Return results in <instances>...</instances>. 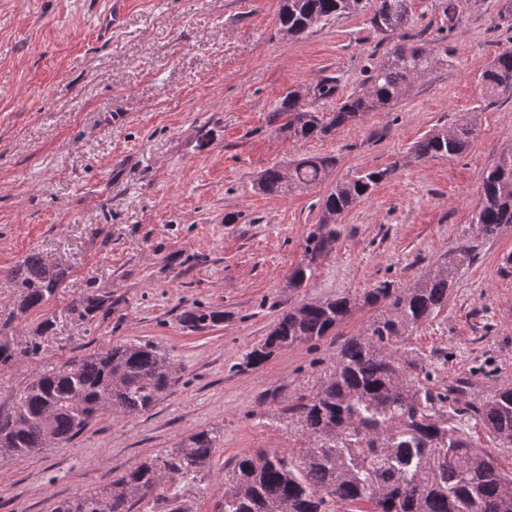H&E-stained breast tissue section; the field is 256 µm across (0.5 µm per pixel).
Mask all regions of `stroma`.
<instances>
[{
    "label": "stroma",
    "mask_w": 512,
    "mask_h": 512,
    "mask_svg": "<svg viewBox=\"0 0 512 512\" xmlns=\"http://www.w3.org/2000/svg\"><path fill=\"white\" fill-rule=\"evenodd\" d=\"M447 4L412 0L407 26L414 43L447 47V66L393 108L293 142L271 121L288 91L333 75L346 97L393 46L370 11L288 40L280 0H124L104 38L110 0H0V321L20 344L40 346L0 373V411L50 367L116 343L152 342L176 365L174 386L148 413L106 412L59 446L0 455V512H51L212 427L223 441L210 461L166 477L162 494L133 512H219L241 454L329 447L309 438L294 408L384 307H358L331 336L247 365L278 316L383 283L409 287L464 244L472 258L452 271L447 310L391 349L435 391L460 386L464 402L512 385V272L502 264L512 226L493 237L469 226L484 173L512 144V99L489 102L480 86L495 52L512 48V17H501L502 0H466L453 15ZM466 117L478 131L464 155L413 159L415 142ZM310 155L336 157V180L401 166L342 217L312 278L292 288L326 189L275 197L254 182ZM31 253L66 278L48 304L15 318L10 273ZM89 296L105 305L80 316ZM195 306L223 318L192 328L181 314Z\"/></svg>",
    "instance_id": "stroma-1"
}]
</instances>
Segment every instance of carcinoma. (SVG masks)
I'll return each instance as SVG.
<instances>
[{"label":"carcinoma","instance_id":"1","mask_svg":"<svg viewBox=\"0 0 512 512\" xmlns=\"http://www.w3.org/2000/svg\"><path fill=\"white\" fill-rule=\"evenodd\" d=\"M372 5L370 24L380 34L403 33L410 19L411 0H281L279 25L293 38ZM433 47L402 43L369 70L362 88L346 96L333 112H322L301 102L297 92L285 95L273 120L286 118L277 131L288 138H325L370 112L400 103L417 81L444 65ZM489 99L512 98V48L498 52L482 74ZM338 81L327 76L314 85L313 99L336 97ZM476 124L464 118L448 129L417 141L414 158L452 159L471 147ZM336 157L311 155L288 168H267L257 189L272 196L305 191L327 183ZM398 162L384 168L359 171L331 186L321 203L317 230L307 238L309 260L296 266L288 286L302 287L313 274V261L331 249L336 228L327 217H341L381 182L392 178ZM470 224L479 234L493 236L512 225V148L504 150L482 179L480 202ZM20 288L15 315L46 305L65 279L61 267L30 254L11 272ZM452 277L440 269L426 273L404 289L374 288L363 303L385 301L386 314L373 320L363 333L341 345L336 373L324 388L303 399L296 411L312 438H340L331 448H301L292 456L246 453L236 459L235 482L242 492L224 498L221 512H273L288 505V512H512V471L475 448L451 427L437 425L428 413L432 395L408 372L387 345L402 332L441 315L448 307ZM357 299L339 295L310 301L284 311L263 345L284 350L296 343L320 340L343 322ZM182 320L203 328L221 315L198 307L185 311ZM39 349L23 347L0 325V371L19 363ZM170 354L141 341L112 345L99 353L53 367L32 381L13 411L0 414V452L29 456L81 434L103 412L125 417L152 409L174 381ZM464 412L482 423L498 445L512 446V386L506 385ZM216 428L191 433L171 454L138 463L102 488L85 490L60 500L52 512H132L135 502L162 489L164 474L206 464L220 446ZM444 455L433 479H417L429 460Z\"/></svg>","mask_w":512,"mask_h":512}]
</instances>
